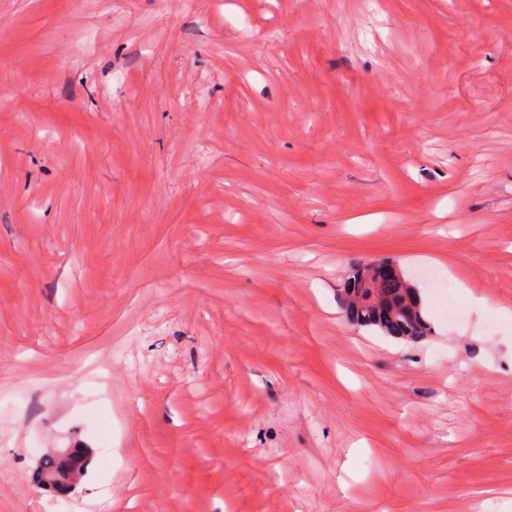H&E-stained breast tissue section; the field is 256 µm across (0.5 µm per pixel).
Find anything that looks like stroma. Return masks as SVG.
Here are the masks:
<instances>
[{
  "instance_id": "stroma-1",
  "label": "stroma",
  "mask_w": 512,
  "mask_h": 512,
  "mask_svg": "<svg viewBox=\"0 0 512 512\" xmlns=\"http://www.w3.org/2000/svg\"><path fill=\"white\" fill-rule=\"evenodd\" d=\"M381 12L0 0V512H512V0ZM368 271L362 274V291L369 302H385L381 294L383 283L402 281L403 275L393 262H380L367 265ZM408 283L407 288L398 286L385 287L389 292L396 293L394 298L393 312L395 322L392 323L386 312L379 306L371 304H355L343 298V304L348 312L349 318L359 326L376 327L382 333L407 341H418L428 336L431 327L422 313L419 302L418 290L405 276ZM414 288H413V287Z\"/></svg>"
}]
</instances>
